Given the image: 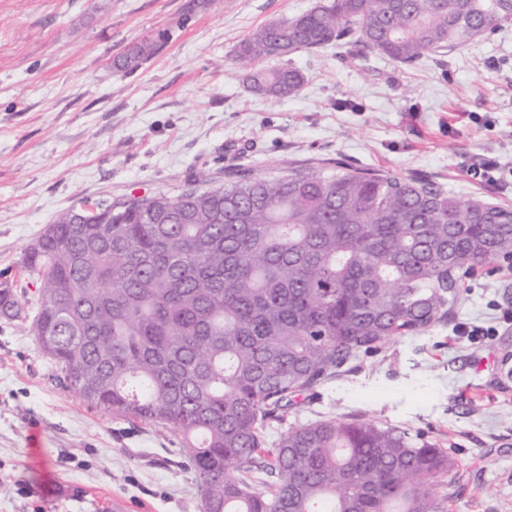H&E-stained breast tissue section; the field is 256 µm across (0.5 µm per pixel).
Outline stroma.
<instances>
[{
  "label": "stroma",
  "mask_w": 512,
  "mask_h": 512,
  "mask_svg": "<svg viewBox=\"0 0 512 512\" xmlns=\"http://www.w3.org/2000/svg\"><path fill=\"white\" fill-rule=\"evenodd\" d=\"M191 20H184L188 2ZM318 0H0V276L80 202L176 195L344 161L512 208V22L405 67L369 53L302 51L295 97L235 73L252 31ZM159 40L132 72L113 61ZM512 259L464 280L448 321L353 362L271 422L363 417L421 431L457 463L450 512H512ZM178 437L89 408L19 323L0 321V512H202Z\"/></svg>",
  "instance_id": "obj_1"
}]
</instances>
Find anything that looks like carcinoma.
Returning a JSON list of instances; mask_svg holds the SVG:
<instances>
[{"instance_id":"obj_1","label":"carcinoma","mask_w":512,"mask_h":512,"mask_svg":"<svg viewBox=\"0 0 512 512\" xmlns=\"http://www.w3.org/2000/svg\"><path fill=\"white\" fill-rule=\"evenodd\" d=\"M508 20L512 0H330L257 29L234 63L281 101L303 86L298 52L412 65ZM81 214L24 251L37 297L1 283L0 318L24 324L88 406L180 437L203 512H448L455 461L419 433L336 417L271 443L264 430L360 356L446 322L458 280L512 255V209L338 161L116 201L96 224Z\"/></svg>"}]
</instances>
